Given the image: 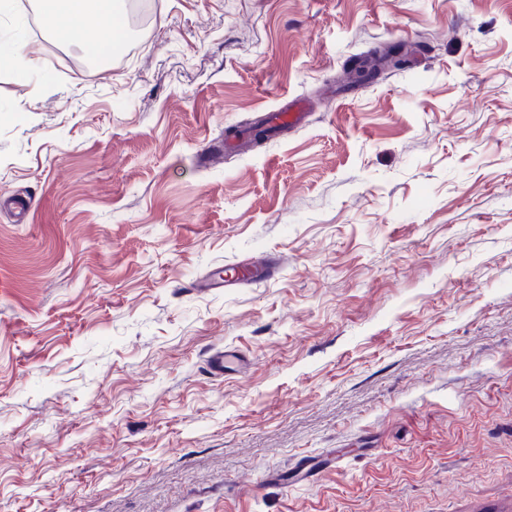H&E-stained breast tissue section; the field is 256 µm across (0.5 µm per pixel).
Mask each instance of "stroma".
I'll list each match as a JSON object with an SVG mask.
<instances>
[{"label":"stroma","instance_id":"stroma-1","mask_svg":"<svg viewBox=\"0 0 512 512\" xmlns=\"http://www.w3.org/2000/svg\"><path fill=\"white\" fill-rule=\"evenodd\" d=\"M150 3L0 8V512H512V0ZM118 10L117 0H42L40 12L44 26L67 40L88 26L112 28ZM272 269V264L266 260L237 264L236 267L226 268L224 277L218 275L200 281L199 288H240L268 276Z\"/></svg>","mask_w":512,"mask_h":512}]
</instances>
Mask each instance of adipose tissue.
<instances>
[{"mask_svg": "<svg viewBox=\"0 0 512 512\" xmlns=\"http://www.w3.org/2000/svg\"><path fill=\"white\" fill-rule=\"evenodd\" d=\"M118 10L117 0H41L44 26L63 40L88 26L111 28Z\"/></svg>", "mask_w": 512, "mask_h": 512, "instance_id": "1", "label": "adipose tissue"}]
</instances>
